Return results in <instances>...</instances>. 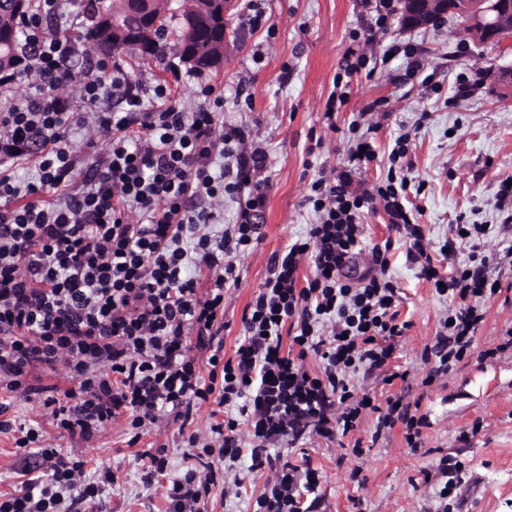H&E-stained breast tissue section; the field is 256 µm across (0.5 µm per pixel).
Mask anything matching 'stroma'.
Instances as JSON below:
<instances>
[{
	"mask_svg": "<svg viewBox=\"0 0 512 512\" xmlns=\"http://www.w3.org/2000/svg\"><path fill=\"white\" fill-rule=\"evenodd\" d=\"M275 34L253 27L249 0H239L227 34L230 51L222 68L206 77L224 94V123L248 128L268 154V203L261 237L239 260L240 283L224 299V355L233 357L242 315L264 283L269 260L289 242L305 237L315 215L306 203L320 167L341 166L345 133L358 111L379 101L382 116L374 135L378 158L360 176L372 184L385 176L387 156L398 135L410 132L412 150L406 174L425 190L415 199L428 237L441 240L458 215L479 224L498 223L496 191L512 179V102L501 101L495 73L512 68V47L484 48L459 32L451 20L428 28L406 26L392 15L384 44L411 42L423 52V69L406 73L398 55L368 63L352 76L347 102L328 128L323 112L334 80L349 51L368 36L364 0H261ZM119 62L134 78L167 83L185 107L199 99L190 70L178 60L151 59L124 51ZM480 70L482 85L467 99L455 100L457 80ZM367 246L389 245V273L398 288V319L407 329L392 354L391 370L407 380L384 384L355 377L378 404L402 399L427 419L423 444L408 448L402 425L371 441L375 415L363 418L357 436L329 441L311 438L296 448L279 447L280 461L310 465L319 475L316 495H301L303 512H512V349L498 352L512 330V269L499 274L502 292L485 305V320L474 346L443 377L426 381L421 361L449 299L438 295L406 258L402 238L394 236L383 212L365 214ZM54 447L90 457L91 468L109 467L117 477L93 512H167L165 489L181 475L188 450L179 424L167 417L150 434L131 443L124 421L92 440L57 434ZM165 446L167 475L147 478L141 456ZM450 455L463 465L466 481L441 509L436 482L439 459ZM248 458L236 469L238 491L213 490L208 512H256L266 476L249 472Z\"/></svg>",
	"mask_w": 512,
	"mask_h": 512,
	"instance_id": "1",
	"label": "stroma"
}]
</instances>
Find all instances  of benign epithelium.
<instances>
[{
    "label": "benign epithelium",
    "mask_w": 512,
    "mask_h": 512,
    "mask_svg": "<svg viewBox=\"0 0 512 512\" xmlns=\"http://www.w3.org/2000/svg\"><path fill=\"white\" fill-rule=\"evenodd\" d=\"M123 9L133 13L136 22L125 25L118 17L108 19L104 26L112 28V44L119 45L136 38L152 36L160 20L170 13L168 0H120ZM236 0H201L199 8L184 14L187 33L198 36L196 15H210L215 24L227 30L230 12ZM445 14L463 20L462 31L476 41L502 43L512 38V0H401L402 20L415 28H427ZM228 49L227 35L210 39L206 45L186 56L190 65L220 66ZM496 84L501 99L512 101V68L496 72Z\"/></svg>",
    "instance_id": "obj_1"
}]
</instances>
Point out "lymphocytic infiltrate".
Returning <instances> with one entry per match:
<instances>
[{
  "mask_svg": "<svg viewBox=\"0 0 512 512\" xmlns=\"http://www.w3.org/2000/svg\"><path fill=\"white\" fill-rule=\"evenodd\" d=\"M64 5L35 0L20 23V68L0 74V389L28 396L37 369L70 383L44 397L33 425L7 419L0 401V434L10 435L26 476L18 490L0 493V512H87L115 483L109 468L89 476L84 456L48 447L49 431L89 440L122 419L138 439L170 414L190 428L194 463L170 480L169 512H204L213 488L240 484L233 471L244 456L251 470L274 471L261 512H299L297 496L316 493L318 474L276 466L271 447L354 432L367 404L352 380L383 372L405 330L385 249L372 248L358 279L346 274L362 250V214L383 210L421 277L452 299L421 357L434 378L470 353L483 305L500 290L493 268L512 265V250L499 259L481 254L490 227L464 217L442 243L426 237L403 174L410 134L396 138L385 178L355 184L377 151L370 129L353 121L344 168L321 169L310 184L314 224L272 255L235 355L225 358L212 339L224 331L236 261L259 239L266 152L250 131L225 126L224 96L202 78L191 110L168 84L146 85L104 60L91 63L79 95L68 93L79 48L57 30ZM22 81L29 90L19 96ZM77 134L86 146L101 138L110 148L79 158ZM228 194L239 198L230 225ZM460 238L470 241V256L442 275L434 258L450 257ZM192 336L209 351L207 364L191 355ZM311 355L315 373L304 365ZM211 401L238 417L213 415L194 428ZM398 423L418 448L424 418L388 402L376 429Z\"/></svg>",
  "mask_w": 512,
  "mask_h": 512,
  "instance_id": "1",
  "label": "lymphocytic infiltrate"
}]
</instances>
